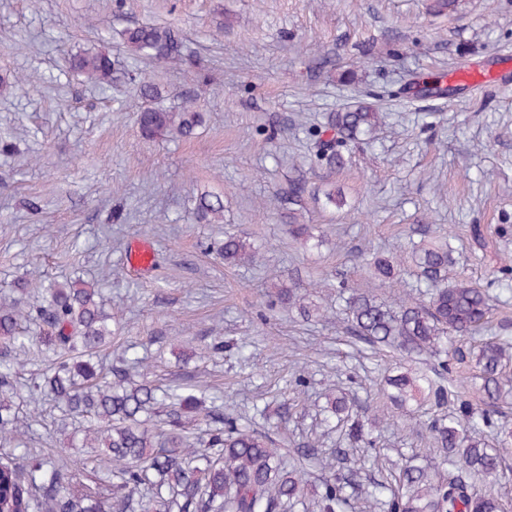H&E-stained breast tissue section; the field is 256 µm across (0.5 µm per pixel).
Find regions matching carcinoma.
<instances>
[{"mask_svg":"<svg viewBox=\"0 0 512 512\" xmlns=\"http://www.w3.org/2000/svg\"><path fill=\"white\" fill-rule=\"evenodd\" d=\"M121 39L134 56L182 61L180 37L169 26L129 27ZM70 66L87 82L112 85L114 61L102 50L82 48ZM380 120V112L364 103L329 113L315 130L320 159L343 168L342 148L374 138ZM137 123L147 138L171 131L188 138L202 117L187 101L177 112L145 107ZM193 215L199 224L217 223L224 216L223 198L206 192L196 196ZM313 230L297 213L288 214V233L294 238L312 239ZM217 249L232 265L253 263L260 254V246L234 234L224 236ZM453 253L449 236L414 248L417 280L423 285L415 301L396 293L386 302L338 285L348 330L367 348L435 361L430 375L406 370L385 377L389 401L398 408L414 401L447 410L427 424L446 471L411 461L397 466L389 480L364 492L368 512H501L498 499L480 492L474 481L498 484L505 477L500 448L512 441V430L496 428L492 415L512 394V340L481 335L494 296L465 279L448 280ZM399 267L395 258H377L371 265L391 288L400 283ZM106 281L105 276L51 281L34 304L27 299V281L19 279L0 299V341L13 353L11 360H0V442L10 448L0 456V512H296L299 506L303 512L312 506L317 512H348L346 489L355 488L357 471L350 466L335 471L334 464L345 463L346 455L337 450L330 459L319 442L337 430L351 443L373 445L378 421L386 417L380 406L368 407L371 414L363 416L345 392L328 389L318 436L297 447L289 461L270 436L251 428L233 406L210 409L188 387L162 389L134 379L132 370L142 364L138 357L103 369L97 353L120 330L103 301ZM274 287L270 304L310 312L294 279ZM476 337L479 344L473 348L458 345ZM33 345L48 358L50 369L29 386L33 407L21 418L14 402L17 366ZM466 362L474 363L481 380L476 400L451 382ZM43 399L56 402L63 417L86 422L80 446L102 449L112 469L94 473L86 483L81 474L29 447ZM202 411L209 427L192 440L186 419ZM485 428L496 430L495 441L479 436ZM315 468L325 476L309 504V476Z\"/></svg>","mask_w":512,"mask_h":512,"instance_id":"obj_1","label":"carcinoma"}]
</instances>
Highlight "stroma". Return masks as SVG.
I'll use <instances>...</instances> for the list:
<instances>
[{
	"mask_svg": "<svg viewBox=\"0 0 512 512\" xmlns=\"http://www.w3.org/2000/svg\"><path fill=\"white\" fill-rule=\"evenodd\" d=\"M433 0H0V75L26 77L0 88V294L18 277L30 287L111 272L107 307L123 330L103 347L104 364L122 356L159 385H196L206 399L232 404L281 451L311 440L325 390H348L357 404L388 407L382 374L427 359L365 350L342 319L304 322L268 310V287L298 277L301 293L336 303L338 282L384 298L386 284L363 259L410 241L449 233L454 275L486 288L494 254L474 228L512 254V80L476 78L446 97L411 98L404 87L453 70L458 56L499 71L512 54V0H461L455 14ZM164 24L182 39L181 68L121 51L120 31ZM116 61L102 90L69 70L80 47ZM155 83V107L175 111L188 98L205 122L196 135L143 139L136 113L140 79ZM362 101L383 114L375 141L352 147L345 167L320 165L311 135L326 113ZM302 198L290 195L295 180ZM340 187L342 209L319 191ZM224 198L223 224H199L190 199ZM329 228L310 247L288 233L289 212ZM260 245L259 263L230 266L210 251L221 233ZM496 237V236H495ZM151 242L150 269H133L127 251ZM223 339L222 352L209 348ZM308 385L294 393L292 372ZM294 406L288 422L277 408ZM35 447L86 471L105 466L93 449L74 448L80 421L44 403ZM430 407L390 409L377 439L382 479L392 461L428 458Z\"/></svg>",
	"mask_w": 512,
	"mask_h": 512,
	"instance_id": "1",
	"label": "stroma"
}]
</instances>
